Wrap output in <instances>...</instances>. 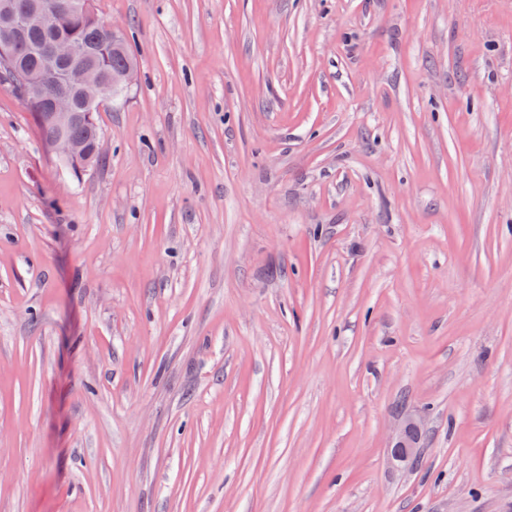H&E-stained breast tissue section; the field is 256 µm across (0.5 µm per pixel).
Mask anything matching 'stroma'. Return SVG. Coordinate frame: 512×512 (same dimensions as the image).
Masks as SVG:
<instances>
[{
  "instance_id": "obj_1",
  "label": "stroma",
  "mask_w": 512,
  "mask_h": 512,
  "mask_svg": "<svg viewBox=\"0 0 512 512\" xmlns=\"http://www.w3.org/2000/svg\"><path fill=\"white\" fill-rule=\"evenodd\" d=\"M95 7L102 163L0 80V512H512V0ZM419 418L408 417L395 434L391 447V458L396 464H405L415 459L419 453V435L422 430Z\"/></svg>"
}]
</instances>
